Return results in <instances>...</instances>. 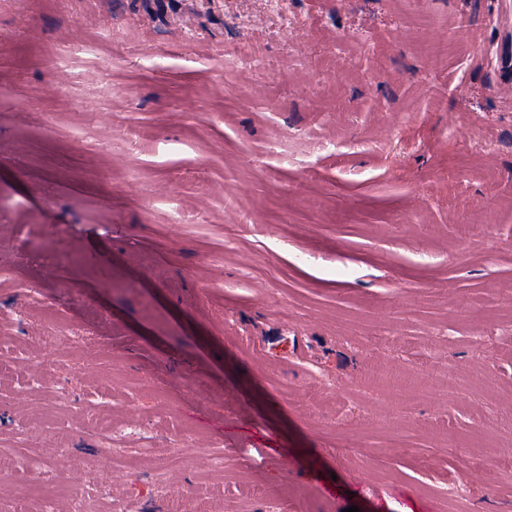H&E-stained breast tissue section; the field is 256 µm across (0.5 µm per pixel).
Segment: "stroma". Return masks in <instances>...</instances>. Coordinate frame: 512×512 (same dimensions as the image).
<instances>
[{"mask_svg":"<svg viewBox=\"0 0 512 512\" xmlns=\"http://www.w3.org/2000/svg\"><path fill=\"white\" fill-rule=\"evenodd\" d=\"M509 55L512 0H0V512H512Z\"/></svg>","mask_w":512,"mask_h":512,"instance_id":"obj_1","label":"stroma"}]
</instances>
